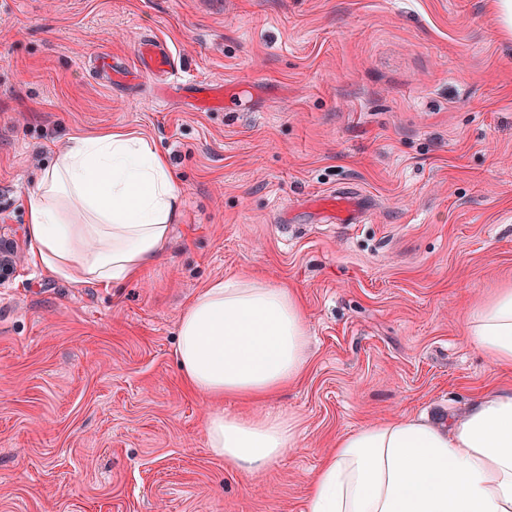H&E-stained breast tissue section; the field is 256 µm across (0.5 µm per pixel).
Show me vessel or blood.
<instances>
[{
    "instance_id": "obj_1",
    "label": "vessel or blood",
    "mask_w": 512,
    "mask_h": 512,
    "mask_svg": "<svg viewBox=\"0 0 512 512\" xmlns=\"http://www.w3.org/2000/svg\"><path fill=\"white\" fill-rule=\"evenodd\" d=\"M138 64L134 68H122L120 63L111 60L108 56H101L100 66L107 82H135L142 75H151L154 79L167 82L169 85H177L178 69L176 67L172 51L167 43L154 38L143 39L138 47ZM222 91L210 85H202L200 94L196 99L195 107L198 111L209 112L215 109L228 107ZM323 207L334 212L337 220L343 224H355L359 216L355 206L348 195L327 194L323 199Z\"/></svg>"
}]
</instances>
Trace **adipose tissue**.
<instances>
[{
  "instance_id": "1",
  "label": "adipose tissue",
  "mask_w": 512,
  "mask_h": 512,
  "mask_svg": "<svg viewBox=\"0 0 512 512\" xmlns=\"http://www.w3.org/2000/svg\"><path fill=\"white\" fill-rule=\"evenodd\" d=\"M181 191L164 155L122 130L73 136L27 197L32 262L74 284L140 277L166 255ZM467 334L512 367V282L471 313ZM305 309L291 288L253 276L210 281L182 310L185 384L221 402L267 399L307 362ZM206 446L248 475L265 471L295 429L272 414L213 411ZM307 512H512V392L483 393L452 424L396 417L340 434L308 481Z\"/></svg>"
}]
</instances>
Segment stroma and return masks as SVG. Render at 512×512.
Instances as JSON below:
<instances>
[{
	"instance_id": "1",
	"label": "stroma",
	"mask_w": 512,
	"mask_h": 512,
	"mask_svg": "<svg viewBox=\"0 0 512 512\" xmlns=\"http://www.w3.org/2000/svg\"><path fill=\"white\" fill-rule=\"evenodd\" d=\"M489 0H0V512H306L337 434L462 416L512 391L466 337L512 280V37ZM166 41L188 87L107 84ZM235 111H196L192 84ZM121 128L165 154L182 195L141 279L74 285L36 268L27 194L71 136ZM351 186L359 224L321 199ZM295 288L312 343L261 412L296 440L248 476L205 445L177 320L209 281Z\"/></svg>"
}]
</instances>
